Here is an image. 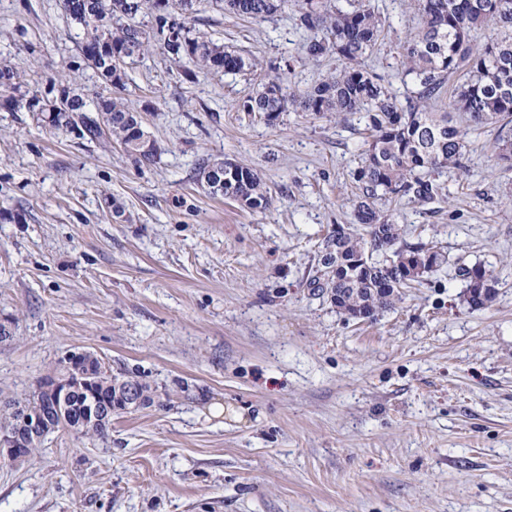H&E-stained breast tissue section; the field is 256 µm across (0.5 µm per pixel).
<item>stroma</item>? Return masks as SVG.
Listing matches in <instances>:
<instances>
[{
    "instance_id": "35a3bbf8",
    "label": "stroma",
    "mask_w": 512,
    "mask_h": 512,
    "mask_svg": "<svg viewBox=\"0 0 512 512\" xmlns=\"http://www.w3.org/2000/svg\"><path fill=\"white\" fill-rule=\"evenodd\" d=\"M375 3L386 26L368 64L404 96L398 52L421 19L410 0ZM296 10L255 19L202 0L191 25L255 60L240 73L190 83L157 48L128 61L152 162L0 112V406L74 350L154 391L106 440L62 429L32 460L0 461V512H512V171L493 167L497 129L468 135L466 173L438 178L445 201L387 206L447 265L395 309L346 319L310 281L353 221L363 119L237 109L275 74L303 89L340 69L306 60ZM77 33L60 0H0V66L27 87L70 69L94 99ZM206 155L253 166L270 207L210 196ZM457 261L490 274L487 307L462 301Z\"/></svg>"
}]
</instances>
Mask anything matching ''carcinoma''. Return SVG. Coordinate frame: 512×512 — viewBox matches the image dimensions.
Segmentation results:
<instances>
[{
  "label": "carcinoma",
  "mask_w": 512,
  "mask_h": 512,
  "mask_svg": "<svg viewBox=\"0 0 512 512\" xmlns=\"http://www.w3.org/2000/svg\"><path fill=\"white\" fill-rule=\"evenodd\" d=\"M340 8L330 0H301L296 25L310 36L303 45L305 57L318 61L334 55L343 62L336 75L297 92L281 77L262 84L255 95L238 104L242 112H258L275 120L283 112L300 110L314 115H355L365 119L370 140L353 173L357 193L352 199L357 227L345 228L325 239L321 275L311 284L328 293L336 309L347 318L367 317L395 307L404 290L424 281L447 258L437 247L402 240L393 214L382 211L378 201H408L421 206L442 196L436 175L448 168L465 169V132L498 126L497 164L512 170V127L504 119L512 115V0H414L421 17L418 31L402 46L399 66L414 90L400 97L371 70L366 58L377 45L385 17L372 0H347ZM196 0H61L62 8L80 30L79 53L97 75L101 92L88 105L67 78L46 91L18 93L21 75L9 66L0 67V111L31 112L58 133L100 142L111 136L135 162H149L159 147L142 126L139 112L121 92L126 88V61L140 56L155 44L172 59L187 60L184 71L192 79L198 73L224 75L256 67L235 51L216 45L207 34L189 26ZM288 0H224V10L240 16L261 18L282 10ZM150 14L154 25L146 30L129 23L139 14ZM494 26L500 36L480 47L471 32ZM457 77L451 92V111L435 112L449 78ZM230 189L209 186V193L233 195L251 209L271 204L266 184L246 163L225 174ZM455 278L465 284L464 301L474 309L490 304L495 289L480 264H455ZM67 383V418L59 417L54 381ZM140 389V406L153 403L149 384L134 376H118L98 357L90 367L69 370L62 364L43 377L37 388L22 400L5 405L0 427L14 430L23 455L31 457L38 447L18 429L19 414L40 408L51 430L75 431L90 438L107 435L108 423L87 429L78 427L85 406L102 405L128 384Z\"/></svg>",
  "instance_id": "cac0c4a2"
}]
</instances>
